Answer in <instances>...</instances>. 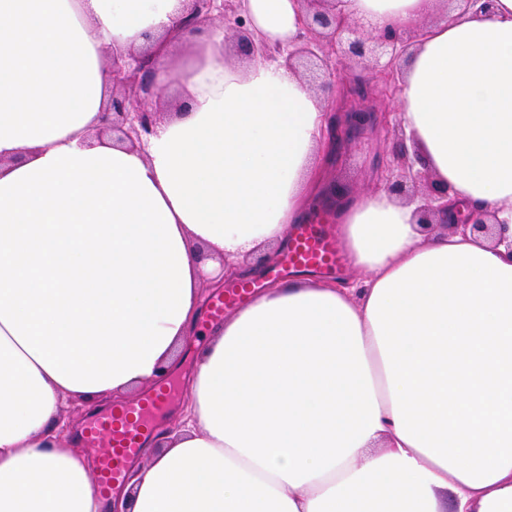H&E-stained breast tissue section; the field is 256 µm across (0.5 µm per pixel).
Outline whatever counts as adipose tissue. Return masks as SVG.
<instances>
[{"mask_svg":"<svg viewBox=\"0 0 512 512\" xmlns=\"http://www.w3.org/2000/svg\"><path fill=\"white\" fill-rule=\"evenodd\" d=\"M295 42L300 0H242ZM374 34L423 27L402 125L448 207L512 224V0H336ZM187 0H0V512H101L66 404L165 374L208 268L251 271L323 190L325 102L224 35L178 63ZM149 48L177 94L131 148L101 134L110 54ZM416 204H338L353 283L291 279L202 350L180 427L118 512H512V249L426 234ZM384 451H376L378 443Z\"/></svg>","mask_w":512,"mask_h":512,"instance_id":"adipose-tissue-1","label":"adipose tissue"}]
</instances>
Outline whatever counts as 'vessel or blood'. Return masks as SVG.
<instances>
[{
	"mask_svg": "<svg viewBox=\"0 0 512 512\" xmlns=\"http://www.w3.org/2000/svg\"><path fill=\"white\" fill-rule=\"evenodd\" d=\"M347 261L338 236L321 221L296 225L288 235V247L280 264L266 271L263 278L244 282L213 299L208 317L223 319L225 311L248 307L266 282L307 270L334 271ZM169 402L166 385L160 384L133 402L122 401L112 409L91 418L79 433V445L92 449L97 462L95 490L108 498L124 480L128 464L139 454L153 430V418Z\"/></svg>",
	"mask_w": 512,
	"mask_h": 512,
	"instance_id": "vessel-or-blood-1",
	"label": "vessel or blood"
}]
</instances>
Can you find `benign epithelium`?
I'll return each instance as SVG.
<instances>
[{
  "mask_svg": "<svg viewBox=\"0 0 512 512\" xmlns=\"http://www.w3.org/2000/svg\"><path fill=\"white\" fill-rule=\"evenodd\" d=\"M303 35L293 48L286 50L291 65L308 64L319 70L314 78L327 83L337 73L365 61L369 62L374 82L381 96L386 97L400 87V61L421 36L418 29L399 32L385 30L375 36L361 34L347 17L336 12L332 0H303ZM234 16L236 46L250 58H269L271 52L265 42L250 32L240 12L238 0H191L188 27L197 28L214 20V14ZM112 81V99L105 113L107 130L131 144H141L153 131L158 112L148 100L158 97L157 61L150 52H142L128 59L113 56L109 62ZM367 89L356 83L336 87L329 104L330 134L341 142L350 130L362 125H379L385 115L365 99ZM399 150L393 160L377 174V181L387 192L410 202L423 198L419 207L421 223L441 226L450 232L470 228L494 236L497 242L508 241L506 224H490L479 211L456 213L442 219L448 203V190L430 184L428 193L417 191L418 184L429 180L424 170L415 168L403 130H397Z\"/></svg>",
  "mask_w": 512,
  "mask_h": 512,
  "instance_id": "7a95c632",
  "label": "benign epithelium"
}]
</instances>
